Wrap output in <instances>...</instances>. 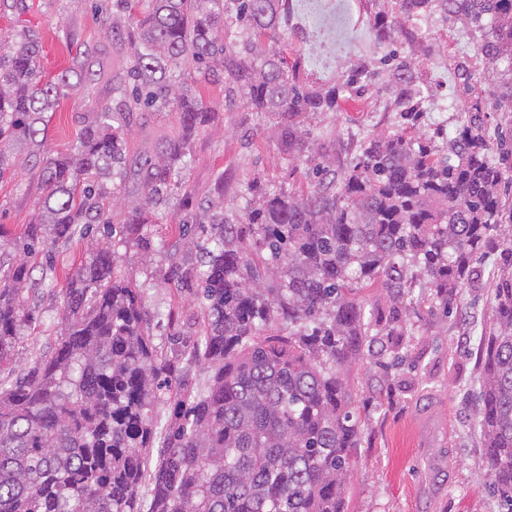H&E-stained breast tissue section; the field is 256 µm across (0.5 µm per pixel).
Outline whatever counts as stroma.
<instances>
[{
  "instance_id": "stroma-1",
  "label": "stroma",
  "mask_w": 512,
  "mask_h": 512,
  "mask_svg": "<svg viewBox=\"0 0 512 512\" xmlns=\"http://www.w3.org/2000/svg\"><path fill=\"white\" fill-rule=\"evenodd\" d=\"M288 7L277 48L288 59H300L304 84H338L350 69H365L360 95L341 101L337 111L304 117L312 139L335 140L337 164L357 154L368 137L401 128L394 84L383 64L392 52L410 65L420 131L435 144L452 139L464 120L468 84L484 99L485 137L494 140L512 131V108L497 105L486 81L489 66L477 52L480 35L463 22L436 14L421 22L411 38L399 24L396 0H289ZM378 16L391 25V37L382 44L372 37ZM111 22L112 0H0V32L33 33L41 47L43 75L51 78L69 68L92 74L49 113V154L70 153L81 129L96 120L123 82L130 58L113 45ZM189 86L215 111L191 144L185 186L193 202L208 199L219 181L230 212L240 209L246 184L253 180L270 191L309 190L311 163L284 164L267 117L241 108L225 110L221 84L193 79ZM178 125V113L164 108L135 113L125 129L128 158L139 163L155 158ZM10 157L22 168L18 178L0 182V248L11 253L38 210L42 187L25 152L12 150ZM186 212L180 196H172L149 215L153 248L130 244L116 249L117 271L140 286L152 333L161 343L170 332L168 312L178 313L188 336L197 334L201 322L200 301L171 279L174 268L197 265L200 259L199 248L180 234ZM104 242L94 231L55 243L46 271L51 286L29 298L33 320L16 346L17 367L54 351L67 281ZM502 265L499 256L485 257L480 280L464 290L456 316L445 321L429 316L426 290L414 288L410 317L416 334L402 349L401 364L385 374L363 367L349 372L352 393L368 408L370 420L345 490V512H499L480 479L484 455L473 415L478 371L468 351L494 330L492 282Z\"/></svg>"
}]
</instances>
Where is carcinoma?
<instances>
[{"mask_svg": "<svg viewBox=\"0 0 512 512\" xmlns=\"http://www.w3.org/2000/svg\"><path fill=\"white\" fill-rule=\"evenodd\" d=\"M283 0H114L129 34L112 25L132 58L121 90L82 130L73 151L44 150L46 113L71 74L43 78L39 41L0 33V179L16 177L4 147L23 145L38 168L42 205L20 241L32 262L0 263V371L14 368L32 322L24 291L37 257L59 239L101 224L120 243H140L150 209L185 188L190 144L213 109L180 81L191 64L224 84V106L272 117L284 160L307 155L317 181L304 195L247 184L240 211L224 210V180L193 220L205 233L204 270L179 267L174 284L202 300L196 340L169 356L154 342L139 289L115 275L103 248L69 278L54 352L0 383V512H344L365 418L346 373L387 372L395 347L380 336L413 335L407 315L415 283L447 318L491 252L512 265V225L500 189L512 185L507 139L481 133L483 104L443 151L416 126L406 64L393 80L405 128L364 141L341 170L333 140L312 142L302 117L334 112L356 83L318 89L298 81L299 61L270 48ZM413 25L435 13L481 33L478 51L504 67L498 102H512V0H398ZM168 105L180 132L141 172L143 199L112 214L104 179L126 176L124 128L133 113ZM389 302L386 324L359 293ZM495 331L476 348L481 385L474 404L482 477L512 512V276L492 289ZM209 372L208 390L192 369ZM171 407L161 446L152 413ZM154 469L147 470L152 452ZM149 486V509L141 489Z\"/></svg>", "mask_w": 512, "mask_h": 512, "instance_id": "obj_1", "label": "carcinoma"}]
</instances>
